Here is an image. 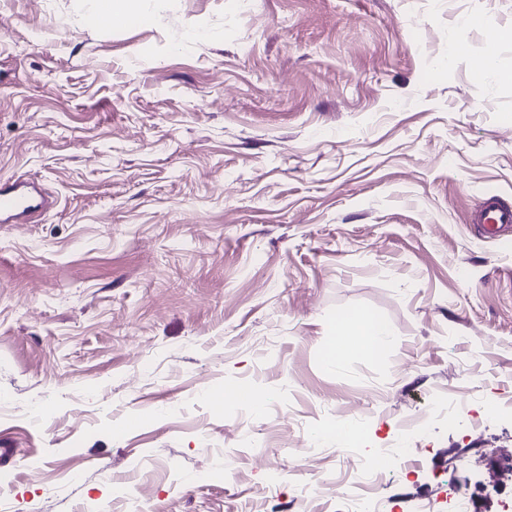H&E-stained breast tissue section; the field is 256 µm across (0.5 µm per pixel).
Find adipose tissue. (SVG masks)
Returning a JSON list of instances; mask_svg holds the SVG:
<instances>
[{"mask_svg": "<svg viewBox=\"0 0 512 512\" xmlns=\"http://www.w3.org/2000/svg\"><path fill=\"white\" fill-rule=\"evenodd\" d=\"M391 330L381 317L357 312L339 318L327 339L328 365H336L345 354L357 352L365 356L379 354L389 341Z\"/></svg>", "mask_w": 512, "mask_h": 512, "instance_id": "adipose-tissue-1", "label": "adipose tissue"}]
</instances>
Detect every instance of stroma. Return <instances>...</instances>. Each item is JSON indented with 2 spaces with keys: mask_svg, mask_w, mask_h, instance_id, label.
I'll list each match as a JSON object with an SVG mask.
<instances>
[{
  "mask_svg": "<svg viewBox=\"0 0 512 512\" xmlns=\"http://www.w3.org/2000/svg\"><path fill=\"white\" fill-rule=\"evenodd\" d=\"M495 28L512 0H148L112 28L0 0V179L54 199L0 223V512H335L343 455L300 440L357 420L371 455L440 402L499 416L365 494L499 512L512 249L470 220L512 205ZM352 311L392 342L329 367Z\"/></svg>",
  "mask_w": 512,
  "mask_h": 512,
  "instance_id": "1",
  "label": "stroma"
}]
</instances>
